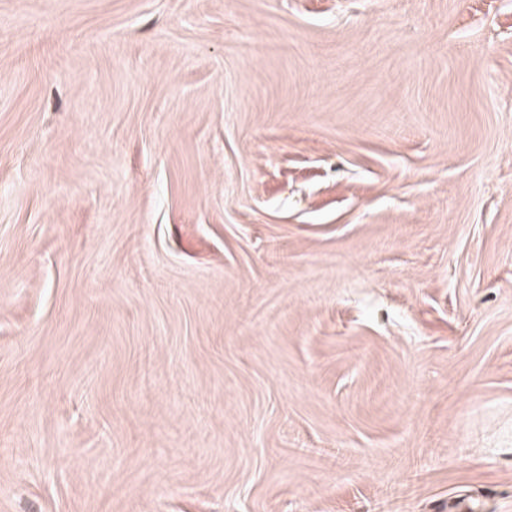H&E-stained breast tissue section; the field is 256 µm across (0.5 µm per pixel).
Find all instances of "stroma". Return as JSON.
<instances>
[{
	"label": "stroma",
	"instance_id": "35a3bbf8",
	"mask_svg": "<svg viewBox=\"0 0 512 512\" xmlns=\"http://www.w3.org/2000/svg\"><path fill=\"white\" fill-rule=\"evenodd\" d=\"M0 512H512V0H0Z\"/></svg>",
	"mask_w": 512,
	"mask_h": 512
}]
</instances>
